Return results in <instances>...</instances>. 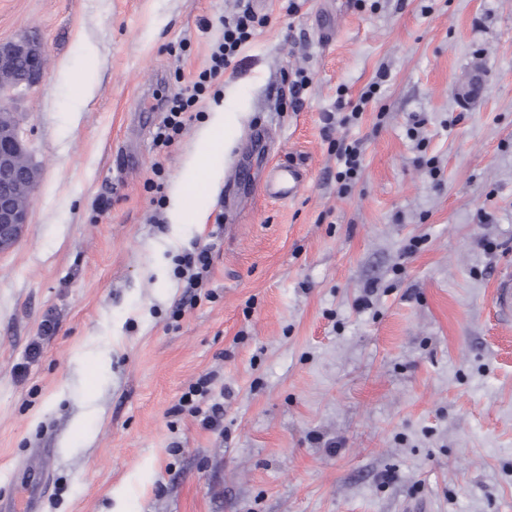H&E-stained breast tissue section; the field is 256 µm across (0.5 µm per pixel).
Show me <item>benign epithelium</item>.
I'll use <instances>...</instances> for the list:
<instances>
[{
	"mask_svg": "<svg viewBox=\"0 0 512 512\" xmlns=\"http://www.w3.org/2000/svg\"><path fill=\"white\" fill-rule=\"evenodd\" d=\"M27 63L19 76L17 60ZM44 68L42 47L30 41L0 44V89L21 90L35 84ZM484 90L483 75L470 72L456 88L463 100H472ZM37 184V171L28 155L26 133L10 113L0 107V253L11 249L28 223L29 205Z\"/></svg>",
	"mask_w": 512,
	"mask_h": 512,
	"instance_id": "1",
	"label": "benign epithelium"
}]
</instances>
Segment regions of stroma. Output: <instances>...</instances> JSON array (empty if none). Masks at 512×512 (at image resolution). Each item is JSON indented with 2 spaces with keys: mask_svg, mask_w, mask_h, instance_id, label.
<instances>
[{
  "mask_svg": "<svg viewBox=\"0 0 512 512\" xmlns=\"http://www.w3.org/2000/svg\"><path fill=\"white\" fill-rule=\"evenodd\" d=\"M267 0L186 115L154 134L250 0H0V42L45 52L0 95L38 171L0 254V512H512V0ZM480 64L476 101L456 83ZM311 78L292 111L276 90ZM389 78L336 189L339 91ZM240 115L234 187L172 228L165 195L215 104ZM301 163L300 195L260 184ZM212 249L182 303L178 264ZM220 403L211 425L184 407ZM363 145L360 141L353 144L336 145V156L340 170L336 171V184L339 195L351 193L362 163ZM496 307L499 316L512 317V268H505L496 279Z\"/></svg>",
  "mask_w": 512,
  "mask_h": 512,
  "instance_id": "stroma-1",
  "label": "stroma"
}]
</instances>
